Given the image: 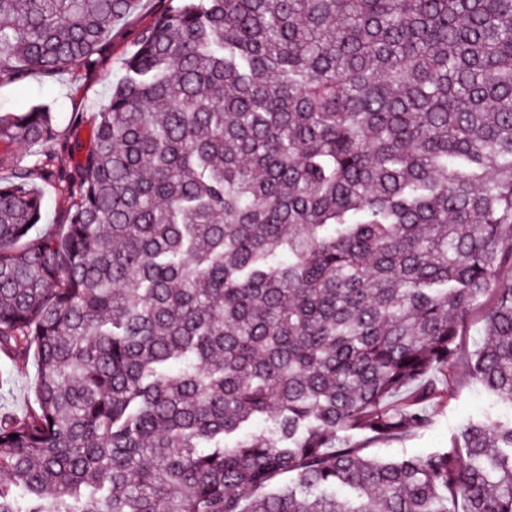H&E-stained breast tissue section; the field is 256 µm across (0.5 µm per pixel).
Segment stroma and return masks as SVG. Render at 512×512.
<instances>
[{"mask_svg": "<svg viewBox=\"0 0 512 512\" xmlns=\"http://www.w3.org/2000/svg\"><path fill=\"white\" fill-rule=\"evenodd\" d=\"M170 4L171 0H138L135 9L116 21L104 36L94 64L74 62L50 80L31 73L21 81L0 83V112H15L37 103L50 104L55 112L58 143L87 144L89 128L74 124L73 115L97 111L108 99L113 85L123 76V61L134 50L138 33ZM1 370L9 373L10 382L0 391V407L24 415L35 402L37 371L33 359L19 360L0 351ZM488 411L503 419L512 416L511 408L493 406L477 386L461 385L448 408L435 414L428 429L409 430L399 438L371 444L368 452L388 459L447 448L464 422L482 418Z\"/></svg>", "mask_w": 512, "mask_h": 512, "instance_id": "1", "label": "stroma"}]
</instances>
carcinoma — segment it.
I'll return each mask as SVG.
<instances>
[{"label":"carcinoma","instance_id":"cac0c4a2","mask_svg":"<svg viewBox=\"0 0 512 512\" xmlns=\"http://www.w3.org/2000/svg\"><path fill=\"white\" fill-rule=\"evenodd\" d=\"M134 8L0 0V82ZM123 69L73 168L0 181V350L38 370L0 512H512V420L407 459L350 438L465 380L512 407V0H179ZM55 140L47 105L0 113ZM42 177L66 223L31 237ZM488 306V299L482 306L476 307L469 313L464 336H460L463 344L470 350L474 349V342L483 336L485 310Z\"/></svg>","mask_w":512,"mask_h":512}]
</instances>
